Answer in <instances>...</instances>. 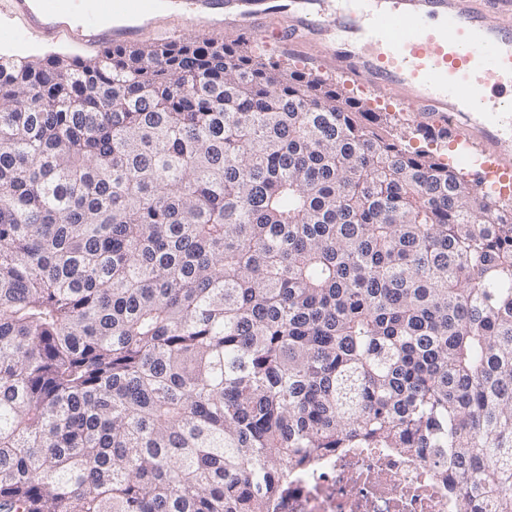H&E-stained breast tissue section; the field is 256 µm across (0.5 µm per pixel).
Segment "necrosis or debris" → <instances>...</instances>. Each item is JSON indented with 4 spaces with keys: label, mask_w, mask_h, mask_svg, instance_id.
Returning a JSON list of instances; mask_svg holds the SVG:
<instances>
[{
    "label": "necrosis or debris",
    "mask_w": 512,
    "mask_h": 512,
    "mask_svg": "<svg viewBox=\"0 0 512 512\" xmlns=\"http://www.w3.org/2000/svg\"><path fill=\"white\" fill-rule=\"evenodd\" d=\"M275 512H461V500L423 456L340 448L291 478Z\"/></svg>",
    "instance_id": "obj_1"
}]
</instances>
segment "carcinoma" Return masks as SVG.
<instances>
[{
  "label": "carcinoma",
  "mask_w": 512,
  "mask_h": 512,
  "mask_svg": "<svg viewBox=\"0 0 512 512\" xmlns=\"http://www.w3.org/2000/svg\"><path fill=\"white\" fill-rule=\"evenodd\" d=\"M243 41L0 63V512H273L338 448L512 512V204Z\"/></svg>",
  "instance_id": "cac0c4a2"
}]
</instances>
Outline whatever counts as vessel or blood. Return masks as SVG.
Masks as SVG:
<instances>
[{
  "instance_id": "vessel-or-blood-1",
  "label": "vessel or blood",
  "mask_w": 512,
  "mask_h": 512,
  "mask_svg": "<svg viewBox=\"0 0 512 512\" xmlns=\"http://www.w3.org/2000/svg\"><path fill=\"white\" fill-rule=\"evenodd\" d=\"M44 41L131 46L171 22L206 35L274 29L320 71L452 128L459 158L512 198V0H11Z\"/></svg>"
}]
</instances>
